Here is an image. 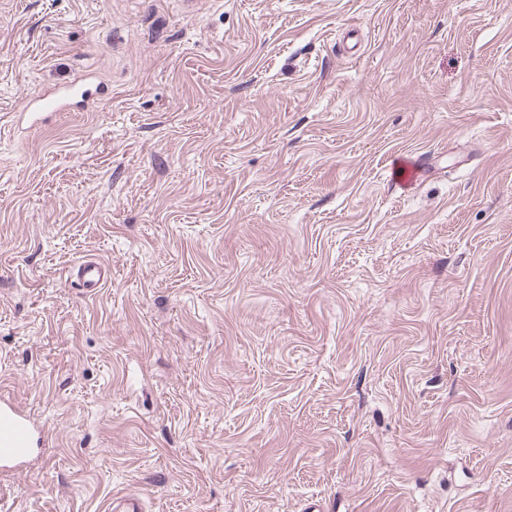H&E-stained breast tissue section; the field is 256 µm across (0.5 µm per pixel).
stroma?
Instances as JSON below:
<instances>
[{"mask_svg":"<svg viewBox=\"0 0 512 512\" xmlns=\"http://www.w3.org/2000/svg\"><path fill=\"white\" fill-rule=\"evenodd\" d=\"M0 395V512H512V0H0ZM96 81V75L89 73L78 86L62 84L53 91L35 93L27 99L21 116L30 125H38L57 112H67L71 109L70 100L79 92L88 98L94 95L93 88L97 92L99 84ZM70 276L92 294L112 280V267L96 258L84 259L73 266ZM47 439L48 434L30 415L0 400V463L3 468H21L27 463L31 448L40 441L45 444Z\"/></svg>","mask_w":512,"mask_h":512,"instance_id":"obj_1","label":"stroma"}]
</instances>
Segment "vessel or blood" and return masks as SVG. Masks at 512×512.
<instances>
[{
  "label": "vessel or blood",
  "instance_id": "1",
  "mask_svg": "<svg viewBox=\"0 0 512 512\" xmlns=\"http://www.w3.org/2000/svg\"><path fill=\"white\" fill-rule=\"evenodd\" d=\"M96 86L97 77L90 73L79 85L63 84L51 91L35 93L27 99L22 116L29 124H40L56 113L69 111L75 95L92 97ZM70 275L86 293L92 294L111 281L112 267L95 258L84 259L73 266ZM47 439L45 430L39 428L30 415L0 400V465L24 466L31 448Z\"/></svg>",
  "mask_w": 512,
  "mask_h": 512
}]
</instances>
